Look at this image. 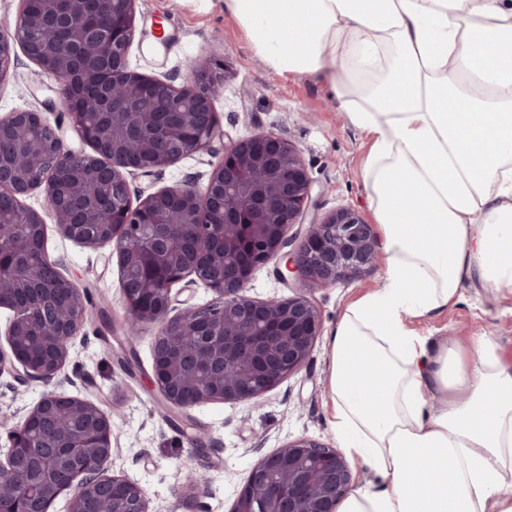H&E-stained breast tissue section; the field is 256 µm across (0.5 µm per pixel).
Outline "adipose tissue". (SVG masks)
<instances>
[{
	"instance_id": "adipose-tissue-1",
	"label": "adipose tissue",
	"mask_w": 512,
	"mask_h": 512,
	"mask_svg": "<svg viewBox=\"0 0 512 512\" xmlns=\"http://www.w3.org/2000/svg\"><path fill=\"white\" fill-rule=\"evenodd\" d=\"M281 76L346 92L372 147L383 285L333 331V432L372 480L337 512H512V364L408 326L512 288V0H224Z\"/></svg>"
}]
</instances>
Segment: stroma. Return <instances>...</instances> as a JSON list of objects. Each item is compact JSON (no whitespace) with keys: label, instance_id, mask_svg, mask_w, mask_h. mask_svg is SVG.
<instances>
[{"label":"stroma","instance_id":"stroma-1","mask_svg":"<svg viewBox=\"0 0 512 512\" xmlns=\"http://www.w3.org/2000/svg\"><path fill=\"white\" fill-rule=\"evenodd\" d=\"M206 57L227 65L230 76L214 101L226 136L272 133L296 146L312 181L308 217L322 220L339 208L374 217L367 203L363 168L368 134L342 114L341 101L316 76L282 77L255 53L244 29L225 14L223 0H138L136 35L129 50L132 69L181 85L189 64ZM32 62L18 54L10 78L0 84V116L20 109H43L59 101L53 82L30 85ZM221 151L184 157L163 171L128 175L132 203L150 193L185 182L205 190ZM42 212L48 229L47 255L88 299L84 325L74 338L70 358L51 385L0 376V423L21 421L47 389L91 401L112 419V457L108 471L139 483L154 512H230L252 467L288 441L307 437L333 442L331 430L329 339L350 301L382 284L383 259L362 275L331 288L308 290L297 280H282L276 263L258 268L247 285L250 296L270 299L304 294L322 323L311 360L256 401L210 402L192 409L204 451L199 470L207 484L185 497L189 477L184 462L192 449L184 422L169 412L151 383L153 346L158 328L141 325L132 369L120 363L123 339L121 284L111 245L92 249L63 238L48 212L42 191L26 197ZM420 335L458 336L482 331L512 364V288L499 291L465 287L458 301L424 317L408 318Z\"/></svg>","mask_w":512,"mask_h":512}]
</instances>
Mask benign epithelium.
I'll return each mask as SVG.
<instances>
[{"instance_id":"obj_1","label":"benign epithelium","mask_w":512,"mask_h":512,"mask_svg":"<svg viewBox=\"0 0 512 512\" xmlns=\"http://www.w3.org/2000/svg\"><path fill=\"white\" fill-rule=\"evenodd\" d=\"M41 0H21L14 27L0 26V83L15 65L14 44L27 50L21 37L25 30L37 29ZM138 0H70L71 15L90 13L94 21L90 41L112 48V81L129 90L130 99L146 95L161 80L129 68L128 53L136 34ZM35 69L29 80L41 85L50 80L57 86L65 114L82 111L74 92V74L95 67V53L82 46L71 54L31 58ZM225 75L207 61L193 63L189 78L173 87L179 101L181 129L189 136L183 141L146 137L137 152L122 151L99 165L98 174L125 189V174L150 176L186 155L214 150L224 142L222 159L214 167L207 188L200 192L184 184L159 190L138 205L125 199L121 208H99L95 223L101 235L78 234L79 227L66 215H75L73 183L78 177L72 160L88 155L70 149L63 140V125H53L56 148L47 177H21L17 172H0V196H13L26 224L47 225L40 212L25 205L22 198L43 189L48 210L56 219L59 233L88 248L112 244L118 260L127 254V244L144 245L143 259L157 260L174 248L172 238L148 234L145 225L165 223V210L180 214L182 223L193 231L199 263L180 275L167 279L158 289V301L145 305L122 290L126 324L154 323L160 331L179 325L181 335L194 337L192 347L164 366L153 364V385L163 402L173 408L190 410L204 403H237L258 400L284 379L300 372L310 361L321 335V320L304 295L266 300L248 295L247 285L255 269L271 261H285L286 269L309 289L330 288L368 270L376 254L373 226L353 209L341 208L320 222L308 225L299 243L290 229L301 223L311 195V180L296 147L271 133L225 138L214 110V99ZM222 231L224 252H215L216 230ZM204 282L216 295L214 303L183 309L169 317L172 286L189 276ZM43 297L57 288L72 291V315L58 323L44 337V351L34 358L17 343L19 330L38 311L40 302L4 299L6 286ZM0 309L10 312L5 331L8 349L0 347V375L9 372L29 381H52L66 365L72 345L85 317L83 296L72 280L60 277L50 285L25 276H7L0 270ZM224 360L221 384L206 388L193 383L191 372L197 364L215 356ZM48 409L78 411L86 430L67 432L59 439L61 451L40 458L41 477L34 481L22 467L10 462L20 448H37L26 435L30 421ZM7 444L0 448V489L16 490L12 496L0 494V512H21L24 496H34L50 508L64 492L72 501L84 503L82 512H96L95 501L105 493L107 481L125 488L129 512H154L144 488L122 476H107L112 456V419L96 404L56 390L44 393L19 423L7 428ZM353 476L344 454L329 445L298 438L261 458L251 469L230 512H336V506L352 490Z\"/></svg>"}]
</instances>
